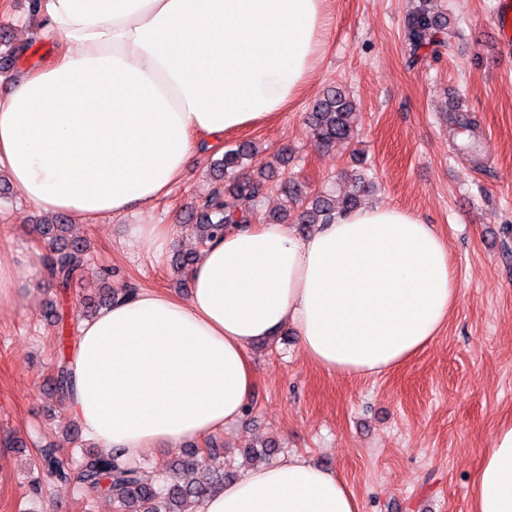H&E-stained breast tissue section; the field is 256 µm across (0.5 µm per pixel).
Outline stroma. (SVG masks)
<instances>
[{
    "mask_svg": "<svg viewBox=\"0 0 512 512\" xmlns=\"http://www.w3.org/2000/svg\"><path fill=\"white\" fill-rule=\"evenodd\" d=\"M417 0H329L328 36L315 72L279 118L233 131L225 144L255 143L262 156L285 150L288 170L310 190H350L341 172L365 152L377 189L373 203L416 213L445 239L459 285L457 306L435 341L400 367L366 379H344L302 354L293 330L249 349L254 394L241 420L215 435L231 470H243L241 450L263 440L279 455L300 454L339 471L361 512H470L475 474L494 432L512 418V41L496 27L500 0H438L454 30L441 56L412 60L405 22ZM29 0H0V98L24 69L57 51L38 38L44 24ZM15 56H7V49ZM340 84L359 104L352 146L321 149L305 115L323 91ZM459 95L478 121L480 162L452 145L448 97ZM210 157L191 179L154 208L108 224L74 225L91 245V267L124 284L186 295L169 263L123 243L128 224L180 222L185 207L211 187ZM46 211L0 183V252L19 257L48 243L34 229ZM30 298L0 312V512H85L72 486L46 479L38 500L24 496L27 472L40 448L78 454L80 428L66 402L44 388L59 353L60 334H75L97 287L60 292L19 260L11 268ZM57 300L62 324L45 318Z\"/></svg>",
    "mask_w": 512,
    "mask_h": 512,
    "instance_id": "1",
    "label": "stroma"
}]
</instances>
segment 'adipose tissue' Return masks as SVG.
<instances>
[{"mask_svg": "<svg viewBox=\"0 0 512 512\" xmlns=\"http://www.w3.org/2000/svg\"><path fill=\"white\" fill-rule=\"evenodd\" d=\"M62 46L0 99V173L34 206L76 221L152 208L187 180L195 135L268 123L308 84L327 0H39ZM162 261L172 225L131 224ZM459 288L437 230L366 205L308 235L249 224L196 262L188 296L139 289L82 322L69 408L133 461L237 422L253 395L250 344L294 328L304 356L353 379L426 349ZM195 512H361L337 470L294 454L249 468ZM471 512H512V419L477 471Z\"/></svg>", "mask_w": 512, "mask_h": 512, "instance_id": "adipose-tissue-1", "label": "adipose tissue"}]
</instances>
